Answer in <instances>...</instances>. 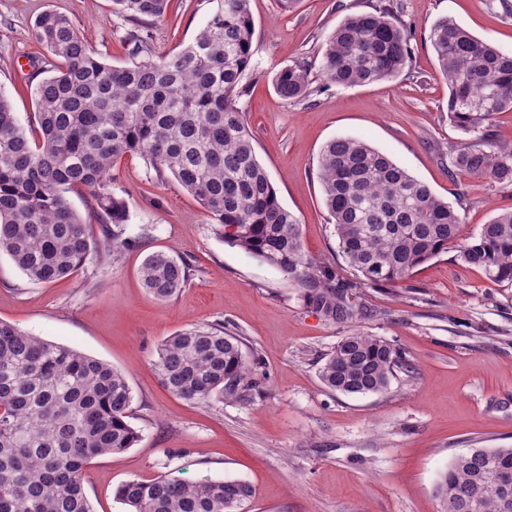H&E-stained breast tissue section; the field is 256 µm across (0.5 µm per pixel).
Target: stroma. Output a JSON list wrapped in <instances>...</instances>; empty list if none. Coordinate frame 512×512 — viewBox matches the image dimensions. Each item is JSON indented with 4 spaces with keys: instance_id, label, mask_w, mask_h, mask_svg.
Listing matches in <instances>:
<instances>
[{
    "instance_id": "1",
    "label": "stroma",
    "mask_w": 512,
    "mask_h": 512,
    "mask_svg": "<svg viewBox=\"0 0 512 512\" xmlns=\"http://www.w3.org/2000/svg\"><path fill=\"white\" fill-rule=\"evenodd\" d=\"M390 8L414 32L412 59L396 78L324 86L322 48L353 13ZM217 0H169L164 17L139 25L112 0H0V91L22 128L35 126V91L56 61L34 35L45 11L69 16L96 57L131 59L125 36L136 28L155 55L190 44ZM251 70L239 100L259 162L281 203L300 221L305 253L342 263L319 179L322 147L335 137L363 140L388 155L461 216L463 236L512 209V187L457 171L448 154L461 132L448 121V85L428 40L448 17L512 52V0H250ZM302 63L314 90L283 100L274 77ZM128 220L106 226L80 187L67 198L99 245L84 267L53 283L31 281L0 255V320L70 346L122 370L130 384L132 425L141 438L88 465L84 489L93 512H126L116 488L130 479H237L254 495L248 512H443L439 475L472 448L512 447V288L489 282L456 249L433 258L407 289L370 288L352 270L356 321L336 324L303 305L281 272L224 245L203 207L148 161L128 154L112 167ZM134 249L111 253L113 234ZM181 258L190 281L168 301L143 288L150 253ZM224 326L256 361L260 388L251 401L197 405L169 393L154 362L161 342L198 326ZM405 352L413 369L379 394L346 395L320 381L323 357L352 330Z\"/></svg>"
}]
</instances>
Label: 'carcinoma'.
I'll return each mask as SVG.
<instances>
[{"mask_svg": "<svg viewBox=\"0 0 512 512\" xmlns=\"http://www.w3.org/2000/svg\"><path fill=\"white\" fill-rule=\"evenodd\" d=\"M141 22L160 19L168 0H113ZM250 0H218L194 41L158 60L137 31L127 33L130 63L94 57L71 19L46 12L35 38L58 60L36 88L38 129L26 132L0 93V253L31 280L49 283L79 271L94 249L87 225L66 198L84 187L113 224L127 221L112 188V165L145 157L157 179L173 177L196 198L215 231L301 288L306 307L334 323L359 315L342 268L306 256L297 218L285 208L257 159L237 106L250 70L254 22ZM411 30L388 8L347 16L323 49L329 84L366 85L400 75L411 56ZM429 41L448 83V121L466 138L448 146L453 166L512 186V144H493L492 119L512 111V53L482 41L446 17ZM277 93L309 96L303 64L281 69ZM319 179L339 248L363 284L398 288L449 246L490 282L512 287V210L461 238L462 218L427 184L366 142L336 137L321 150ZM143 287L170 300L190 280L189 264L165 252L140 267ZM156 368L162 385L186 401L214 396L243 401L259 387L239 337L224 327H196L166 338ZM411 365L378 336L354 330L324 357L328 389L349 395L386 390ZM126 375L72 347L0 320V512H93L83 486L88 464L139 441L129 421ZM512 448H471L437 482L445 512H512ZM242 480L131 479L116 497L128 512H245Z\"/></svg>", "mask_w": 512, "mask_h": 512, "instance_id": "obj_1", "label": "carcinoma"}]
</instances>
